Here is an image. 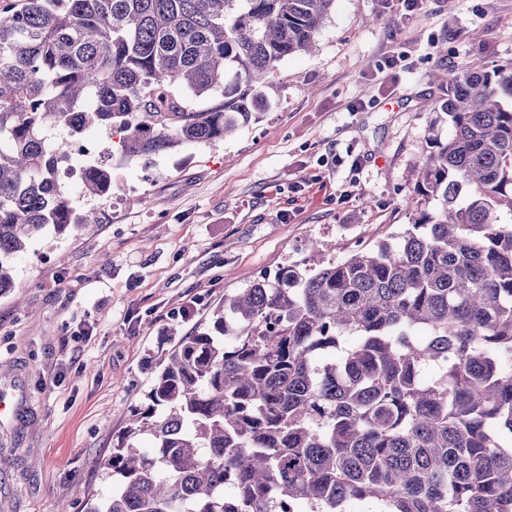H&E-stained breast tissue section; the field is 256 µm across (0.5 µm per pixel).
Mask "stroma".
Instances as JSON below:
<instances>
[{
  "mask_svg": "<svg viewBox=\"0 0 512 512\" xmlns=\"http://www.w3.org/2000/svg\"><path fill=\"white\" fill-rule=\"evenodd\" d=\"M311 54L281 61L232 137L112 159V198L71 189L91 226L35 239L0 297V512H86L150 369L262 274L339 262L411 224L437 70L512 65V0H336Z\"/></svg>",
  "mask_w": 512,
  "mask_h": 512,
  "instance_id": "obj_1",
  "label": "stroma"
}]
</instances>
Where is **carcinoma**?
<instances>
[{"mask_svg":"<svg viewBox=\"0 0 512 512\" xmlns=\"http://www.w3.org/2000/svg\"><path fill=\"white\" fill-rule=\"evenodd\" d=\"M333 3L22 0L0 20V296L34 239L88 225L55 181L69 112L97 98L85 121L127 160L221 140ZM440 83L414 222L224 299L152 368L86 512H512V69ZM83 189L111 196L112 168L88 162Z\"/></svg>","mask_w":512,"mask_h":512,"instance_id":"carcinoma-1","label":"carcinoma"}]
</instances>
